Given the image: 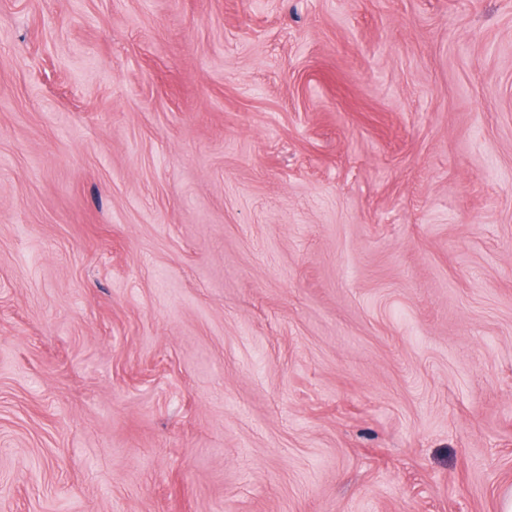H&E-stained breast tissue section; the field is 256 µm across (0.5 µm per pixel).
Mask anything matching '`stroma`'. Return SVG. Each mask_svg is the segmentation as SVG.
Returning a JSON list of instances; mask_svg holds the SVG:
<instances>
[{"instance_id": "stroma-1", "label": "stroma", "mask_w": 512, "mask_h": 512, "mask_svg": "<svg viewBox=\"0 0 512 512\" xmlns=\"http://www.w3.org/2000/svg\"><path fill=\"white\" fill-rule=\"evenodd\" d=\"M512 0H0V512H502Z\"/></svg>"}]
</instances>
